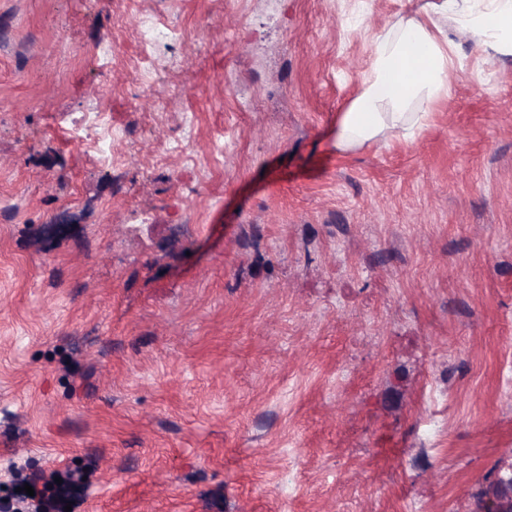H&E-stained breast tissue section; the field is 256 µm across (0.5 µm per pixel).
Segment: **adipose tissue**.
<instances>
[{
    "label": "adipose tissue",
    "mask_w": 512,
    "mask_h": 512,
    "mask_svg": "<svg viewBox=\"0 0 512 512\" xmlns=\"http://www.w3.org/2000/svg\"><path fill=\"white\" fill-rule=\"evenodd\" d=\"M431 8L375 38L359 93L336 124L338 150L373 141L390 125L413 136L425 119L413 104L447 93L456 77L452 44L433 14L454 20L459 38L485 52L512 53V0H433Z\"/></svg>",
    "instance_id": "ef3b65f1"
}]
</instances>
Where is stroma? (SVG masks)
<instances>
[{
  "label": "stroma",
  "instance_id": "obj_1",
  "mask_svg": "<svg viewBox=\"0 0 512 512\" xmlns=\"http://www.w3.org/2000/svg\"><path fill=\"white\" fill-rule=\"evenodd\" d=\"M426 2L0 0V512H487L512 55L457 42L415 139L336 148ZM139 35L147 45H156L167 38V31L152 16L144 15L139 20Z\"/></svg>",
  "mask_w": 512,
  "mask_h": 512
}]
</instances>
